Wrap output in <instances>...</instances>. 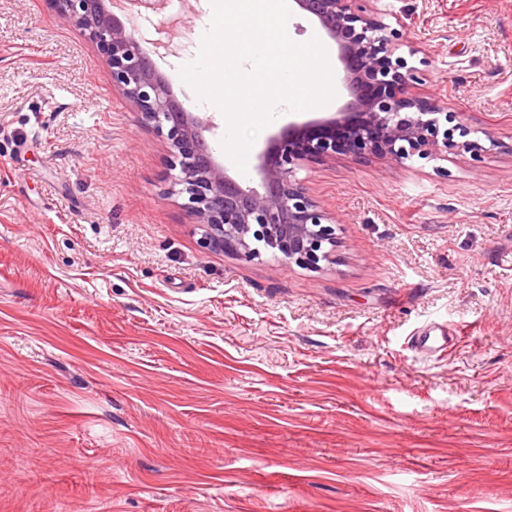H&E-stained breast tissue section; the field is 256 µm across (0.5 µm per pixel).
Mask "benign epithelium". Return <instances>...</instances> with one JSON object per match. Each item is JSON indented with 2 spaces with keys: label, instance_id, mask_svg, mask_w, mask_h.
Here are the masks:
<instances>
[{
  "label": "benign epithelium",
  "instance_id": "benign-epithelium-1",
  "mask_svg": "<svg viewBox=\"0 0 512 512\" xmlns=\"http://www.w3.org/2000/svg\"><path fill=\"white\" fill-rule=\"evenodd\" d=\"M336 45L347 100L329 115L290 122L259 156L254 186L234 179L216 162L206 140L214 123L190 111L127 29L113 0H54L109 55L112 80L135 104L137 122L167 140L172 190L202 230L200 246L252 261L267 252L285 266L321 269L335 251L336 217L310 196L297 171L341 156L402 164L461 149L481 161L485 147L468 139L457 112L409 92L422 70L397 54L402 33L373 11V0H293Z\"/></svg>",
  "mask_w": 512,
  "mask_h": 512
}]
</instances>
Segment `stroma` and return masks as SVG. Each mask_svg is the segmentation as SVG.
<instances>
[{
	"instance_id": "stroma-1",
	"label": "stroma",
	"mask_w": 512,
	"mask_h": 512,
	"mask_svg": "<svg viewBox=\"0 0 512 512\" xmlns=\"http://www.w3.org/2000/svg\"><path fill=\"white\" fill-rule=\"evenodd\" d=\"M412 94L497 145L297 173L320 270L203 250L106 54L0 0V512H512V0H375ZM211 0L138 10L176 96ZM456 330L447 352L412 336Z\"/></svg>"
}]
</instances>
